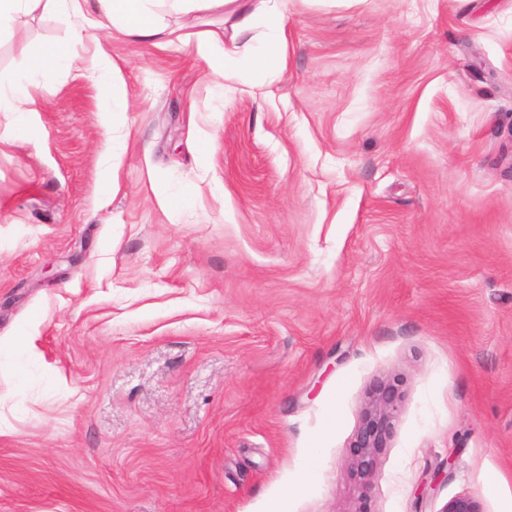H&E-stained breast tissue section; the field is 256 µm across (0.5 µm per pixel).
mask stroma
Masks as SVG:
<instances>
[{"label":"stroma","mask_w":512,"mask_h":512,"mask_svg":"<svg viewBox=\"0 0 512 512\" xmlns=\"http://www.w3.org/2000/svg\"><path fill=\"white\" fill-rule=\"evenodd\" d=\"M289 10L229 94L178 41L0 36V82L68 42L127 104L63 71L0 112V512H512V0ZM89 76L95 77L101 83L112 84V112H124L122 100L114 93V81L116 72L113 65L100 68L99 63H92V66L86 69ZM395 380L378 381L368 393L361 422L355 431L350 469L362 489L368 488L378 469L379 454L387 448L401 403ZM440 512H486V510L478 493L464 490L448 499Z\"/></svg>","instance_id":"1"}]
</instances>
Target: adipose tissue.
I'll return each instance as SVG.
<instances>
[{"label":"adipose tissue","instance_id":"adipose-tissue-1","mask_svg":"<svg viewBox=\"0 0 512 512\" xmlns=\"http://www.w3.org/2000/svg\"><path fill=\"white\" fill-rule=\"evenodd\" d=\"M290 0H0V33L12 31L19 15L41 8L60 10L78 19L80 28L113 26L161 44L179 38L194 45L213 76L231 82L253 81L269 62L286 61L288 5ZM218 7L235 20L234 40L225 43L222 32L205 30L175 35L165 23L167 14ZM77 57L65 43L43 46L26 74L0 84V111H18L29 101L32 78L47 81L59 71L73 69Z\"/></svg>","mask_w":512,"mask_h":512}]
</instances>
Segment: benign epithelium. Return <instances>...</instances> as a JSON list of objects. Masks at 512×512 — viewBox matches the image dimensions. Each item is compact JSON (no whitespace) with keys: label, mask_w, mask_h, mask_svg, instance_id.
Listing matches in <instances>:
<instances>
[{"label":"benign epithelium","mask_w":512,"mask_h":512,"mask_svg":"<svg viewBox=\"0 0 512 512\" xmlns=\"http://www.w3.org/2000/svg\"><path fill=\"white\" fill-rule=\"evenodd\" d=\"M401 403L399 384L391 379L377 382L368 393L361 422L355 431L350 469L355 479L366 489L375 478L380 451L387 447L394 420ZM440 512H486L481 496L463 490L444 504Z\"/></svg>","instance_id":"1"}]
</instances>
